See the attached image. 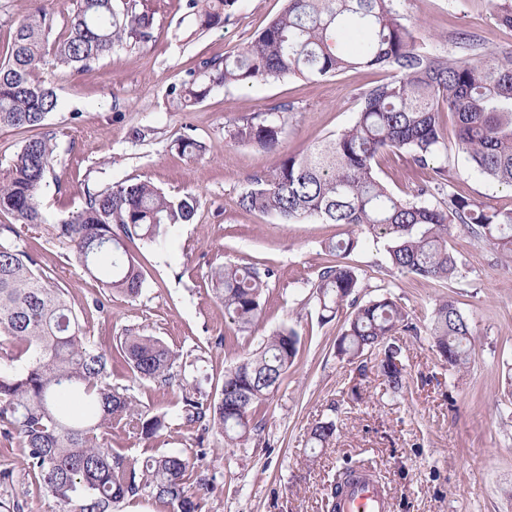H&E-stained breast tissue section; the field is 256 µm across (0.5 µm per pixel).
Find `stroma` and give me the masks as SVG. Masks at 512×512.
Segmentation results:
<instances>
[{"label":"stroma","instance_id":"stroma-1","mask_svg":"<svg viewBox=\"0 0 512 512\" xmlns=\"http://www.w3.org/2000/svg\"><path fill=\"white\" fill-rule=\"evenodd\" d=\"M187 0H147L154 16L151 40L116 50L90 69L70 75L45 66L59 108L48 119L56 133L55 177L39 200L48 221L67 217L86 190L124 181L147 180L167 194L197 197V219L182 224L160 245L130 243L145 267L141 296L114 298L106 312L85 324L87 335L111 349L133 330L155 336L191 360L212 367L202 398L218 394L225 368L255 350L274 330L287 325L302 338L293 366L261 408L265 428L242 447L220 432H202L185 422L170 389L135 380L114 364L113 385L165 413L160 436L143 439L114 431L112 445L131 458L181 452L197 463L188 481L204 495L208 512H327V485L345 465L373 472L388 493L391 512H512V260L469 234L454 232L448 247L466 262L462 279L439 283L390 270L384 241H371L348 258L361 275L360 295L390 291L414 320L428 325L440 298L453 297L475 336L466 368L448 373L428 336H405L407 383L386 390L375 370L358 379L355 367L336 355V341L348 318L341 308L322 320L313 285L325 261L323 245L345 237L348 228L318 220L282 223L238 206L251 175L272 167L279 154L295 155L346 127L360 95L386 78L380 69H353L319 79L289 77L249 87L215 86L196 106L181 110L170 89L201 72L203 61L240 50L282 10L285 0H239L224 24L204 30ZM404 22L436 55L469 57L512 51V28L499 24L488 0H403ZM472 45L459 44V34ZM291 105L279 153L234 144L229 132L244 119ZM449 142L448 171L454 192L496 208L512 209V190L478 172L459 152L450 114L441 116ZM189 134L203 142L201 155L173 147ZM429 170L407 154H386L379 176L407 198ZM14 242L39 265L52 269L72 303L99 294L97 282L78 259L44 230L21 231ZM225 263L268 265L269 283L261 320L239 330L224 317L212 295L210 268ZM234 345L216 346L219 336ZM359 399H352V386ZM332 418L329 445L310 439L312 425ZM0 501L19 503L21 512H59L56 501L30 475L14 470L0 484Z\"/></svg>","mask_w":512,"mask_h":512}]
</instances>
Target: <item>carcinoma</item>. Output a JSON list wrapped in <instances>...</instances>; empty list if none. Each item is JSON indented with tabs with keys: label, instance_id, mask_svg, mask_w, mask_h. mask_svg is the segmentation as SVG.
<instances>
[{
	"label": "carcinoma",
	"instance_id": "cac0c4a2",
	"mask_svg": "<svg viewBox=\"0 0 512 512\" xmlns=\"http://www.w3.org/2000/svg\"><path fill=\"white\" fill-rule=\"evenodd\" d=\"M63 34L51 38L55 8L40 7L18 24L0 61V128L44 125L56 111L54 89L39 77L53 64L69 72L89 69L122 45L152 37L153 16L139 0L118 11L112 0H72ZM239 0H188L201 26L224 23ZM284 9L235 56L203 62V76L171 87L182 108L206 97L212 85L249 86L286 77L306 79L348 69L380 68L392 75L361 97L353 122L338 135L286 155L269 170L249 178L239 197L247 212L273 215L283 223L320 220L365 226L386 240L390 269L435 282L462 276L463 263L448 250L456 225L484 246L512 258V209L501 211L451 191L445 166L448 144L441 110L455 118L458 150L481 174L512 186V52L481 60L437 56L426 51L403 23L400 0H285ZM496 20L512 28V0H490ZM346 29L349 49L336 47V31ZM288 106L270 110L258 122L235 125L230 140L276 152ZM189 156L203 151L189 134L175 140ZM56 142L49 132L25 141L0 178V212L24 226L45 225L51 238L67 245L85 271L99 280L102 297L81 310L67 299L53 272L33 256L0 241V435L15 436L23 448L21 466L63 508V512H112V505L148 497L168 512H206L205 498L189 492L195 463L179 453L132 461L112 448L114 430L150 438L168 427L165 415H152L109 381L111 361L158 387L173 386L175 368L191 377L207 374L206 360L180 363V354L154 336L129 333L111 354L86 336L81 317L105 311L112 294L135 299L145 274L127 243L158 245L177 224H192L198 203L189 195L172 197L149 181L122 182L88 191L68 218L47 222L38 197L54 172ZM404 152L433 172L409 199L394 195L376 172L385 153ZM359 246L351 234L324 246L330 257L314 284L322 314L351 309L337 339V356L366 376L367 361L386 387L406 383L399 337L420 328L394 295L360 298L357 268L343 262ZM275 271L270 266L222 265L208 278L224 314L246 327L263 314V295ZM429 336L432 349L459 372L473 354V331L451 298L435 304ZM301 346L298 333L283 328L248 356L224 370L219 396L202 401L189 378L178 397L184 419L204 431L215 428L234 446L263 430L259 409L282 384ZM334 422L311 428L310 438L331 441Z\"/></svg>",
	"mask_w": 512,
	"mask_h": 512
}]
</instances>
